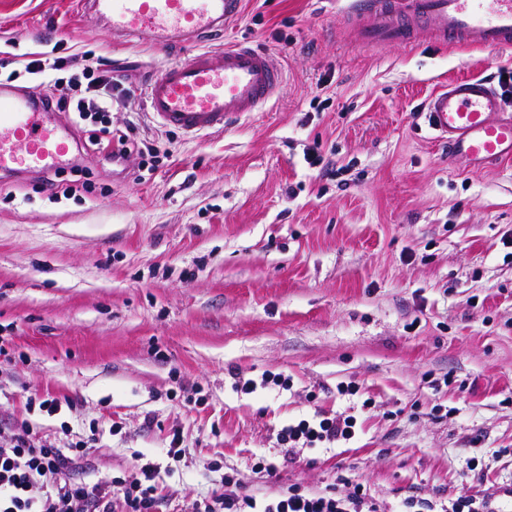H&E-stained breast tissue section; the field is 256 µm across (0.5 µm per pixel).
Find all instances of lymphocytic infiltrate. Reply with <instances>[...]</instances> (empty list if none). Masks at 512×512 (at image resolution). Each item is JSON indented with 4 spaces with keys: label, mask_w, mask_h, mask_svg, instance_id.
<instances>
[{
    "label": "lymphocytic infiltrate",
    "mask_w": 512,
    "mask_h": 512,
    "mask_svg": "<svg viewBox=\"0 0 512 512\" xmlns=\"http://www.w3.org/2000/svg\"><path fill=\"white\" fill-rule=\"evenodd\" d=\"M63 66L52 52L40 53L25 71L36 76L57 111L72 114L83 129L84 140L104 154L125 156L138 144L128 134H118L97 118L112 109V97L101 86L111 78V68L89 66L62 76ZM355 422L317 414L283 427L278 435L284 461L294 460L298 445L313 448L351 439ZM81 449L34 446L29 429L20 426L10 440H0V512H163L164 498L156 485L158 469L136 465L132 480L86 483L67 473L83 457ZM194 512H378L361 488L345 496L289 488L279 499L264 504L237 492H224L202 500Z\"/></svg>",
    "instance_id": "lymphocytic-infiltrate-1"
}]
</instances>
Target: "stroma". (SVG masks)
Segmentation results:
<instances>
[{
	"instance_id": "obj_1",
	"label": "stroma",
	"mask_w": 512,
	"mask_h": 512,
	"mask_svg": "<svg viewBox=\"0 0 512 512\" xmlns=\"http://www.w3.org/2000/svg\"><path fill=\"white\" fill-rule=\"evenodd\" d=\"M242 39L281 62L282 91L190 139L143 94L187 49L115 38L82 0H0L25 91L43 92L23 69L45 50L70 73L111 60L106 122L159 151L151 171L74 152L59 179L90 194L0 180V439L91 441L76 481L156 464L178 512L228 474L260 500L358 485L380 512L485 495L512 512V161L449 163L420 112L450 79L512 72V49L364 47L340 0H242L197 45ZM320 412L354 437L284 463L280 430Z\"/></svg>"
}]
</instances>
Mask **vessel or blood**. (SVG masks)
<instances>
[{
    "label": "vessel or blood",
    "mask_w": 512,
    "mask_h": 512,
    "mask_svg": "<svg viewBox=\"0 0 512 512\" xmlns=\"http://www.w3.org/2000/svg\"><path fill=\"white\" fill-rule=\"evenodd\" d=\"M241 0H86L108 20L114 36L162 46L189 45L223 29ZM357 43L408 46L428 41L494 50L512 47V0H344ZM285 79L266 51L244 41L221 51L197 50L165 65L147 82L152 119L186 137L221 131L262 109ZM428 127L448 157L473 169L512 159V114L492 82L461 77L425 103ZM70 136L57 113L26 93L0 87V180L20 171L62 168Z\"/></svg>",
    "instance_id": "1"
}]
</instances>
